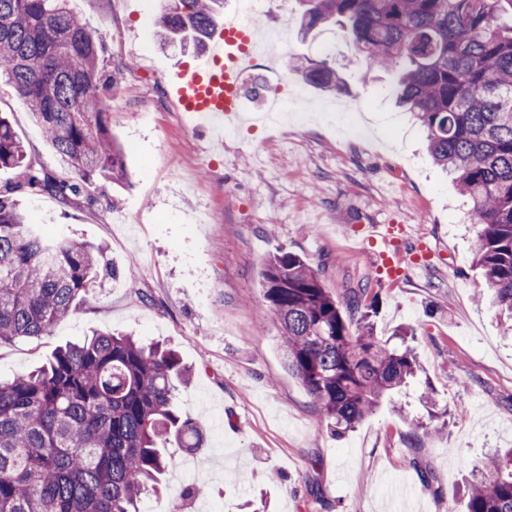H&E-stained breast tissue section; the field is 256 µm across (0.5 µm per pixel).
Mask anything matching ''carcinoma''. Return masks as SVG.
Instances as JSON below:
<instances>
[{
	"label": "carcinoma",
	"mask_w": 512,
	"mask_h": 512,
	"mask_svg": "<svg viewBox=\"0 0 512 512\" xmlns=\"http://www.w3.org/2000/svg\"><path fill=\"white\" fill-rule=\"evenodd\" d=\"M71 0H0V79L29 107L64 172L27 159L0 115V346L50 336L77 300L118 275L105 249L49 240L19 203L46 194L100 203L92 188L127 181L108 135L105 27ZM298 33L343 21L368 71L395 77L398 104L426 134L436 165L456 176L472 223L482 296L512 315V0H298ZM224 0H163L160 45L201 51ZM292 70L327 94L336 68L298 58ZM264 312L278 326L288 371L340 437L420 371L413 350L388 346L368 322L369 289L340 303L302 257L280 250L262 271ZM191 370L176 351L95 332L40 368L0 383V512H138L172 462L168 445L203 444L202 420L174 403ZM467 512H512V448L474 464Z\"/></svg>",
	"instance_id": "obj_1"
}]
</instances>
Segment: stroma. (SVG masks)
I'll return each instance as SVG.
<instances>
[{
    "mask_svg": "<svg viewBox=\"0 0 512 512\" xmlns=\"http://www.w3.org/2000/svg\"><path fill=\"white\" fill-rule=\"evenodd\" d=\"M72 5L110 32L104 63L117 87L107 98L108 130L124 149L129 180L100 183L91 209L48 195L24 203L47 236L106 245L120 274L78 301L53 335L1 346L0 379L32 371L94 329L174 347L191 369L176 403L204 412V443L174 449L163 499L143 495L140 512H160L164 499L182 512H205L215 501L223 512H466L469 463L512 447V322L479 299L477 230L463 220L452 178L396 107L389 79L365 81V60L340 28L300 40L296 0H266L256 21L283 26L286 47L243 80L302 87L312 110L285 127L254 123L250 114L267 99L244 95L233 135L218 145L195 132L169 93L175 67L197 56L160 48L161 0ZM296 54L329 60L345 91L300 86ZM336 103L362 115L363 134L341 135L316 111ZM1 112L32 160L59 168L25 101L3 80ZM393 219L426 249L420 267L386 282L370 260L380 245L367 227ZM282 249L317 269L338 300L357 285L371 288L377 336L412 328L422 375L448 410L439 434L412 423L426 415L416 382L343 436L333 433L288 372L279 330L262 310L263 263ZM403 399L410 415L397 410Z\"/></svg>",
    "mask_w": 512,
    "mask_h": 512,
    "instance_id": "obj_1",
    "label": "stroma"
}]
</instances>
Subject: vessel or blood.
I'll return each mask as SVG.
<instances>
[{"mask_svg": "<svg viewBox=\"0 0 512 512\" xmlns=\"http://www.w3.org/2000/svg\"><path fill=\"white\" fill-rule=\"evenodd\" d=\"M253 36L247 18L226 21L212 37L199 64L192 69H181L176 76L173 91L184 110L210 117L209 124L202 128L205 135L220 136L224 118L239 110L242 75L254 60L250 52ZM371 234L383 244L374 256L377 269L387 279L399 278L412 262L398 248L406 238L405 231L391 224H376Z\"/></svg>", "mask_w": 512, "mask_h": 512, "instance_id": "1", "label": "vessel or blood"}]
</instances>
